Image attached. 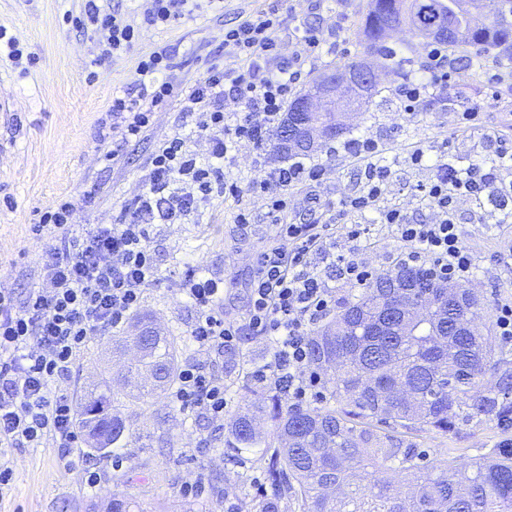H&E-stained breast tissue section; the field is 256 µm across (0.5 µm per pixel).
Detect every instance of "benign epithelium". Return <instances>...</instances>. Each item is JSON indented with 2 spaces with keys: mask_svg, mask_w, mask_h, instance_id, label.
<instances>
[{
  "mask_svg": "<svg viewBox=\"0 0 512 512\" xmlns=\"http://www.w3.org/2000/svg\"><path fill=\"white\" fill-rule=\"evenodd\" d=\"M378 73L369 63L357 68L339 70L323 80L318 88L301 95L298 104L292 109L285 123L284 132L277 139L275 151L279 156L288 154V150L297 146L315 149L322 139L331 133L324 125L304 118V114L341 112L342 123L349 124L355 100L345 95V88L350 86L357 93L365 96L376 89Z\"/></svg>",
  "mask_w": 512,
  "mask_h": 512,
  "instance_id": "benign-epithelium-1",
  "label": "benign epithelium"
}]
</instances>
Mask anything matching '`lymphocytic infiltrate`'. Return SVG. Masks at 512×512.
Instances as JSON below:
<instances>
[{
	"instance_id": "obj_1",
	"label": "lymphocytic infiltrate",
	"mask_w": 512,
	"mask_h": 512,
	"mask_svg": "<svg viewBox=\"0 0 512 512\" xmlns=\"http://www.w3.org/2000/svg\"><path fill=\"white\" fill-rule=\"evenodd\" d=\"M199 0H141L139 22L128 21L111 0H83L78 26L100 37L99 58L110 61L129 52L140 27H175L188 19ZM283 0L225 28V49L238 61L227 71L206 59L201 75L179 90L165 78L180 69L174 50L162 47L141 58L121 94L100 120L113 139L137 142L153 123L158 107L178 102L189 130L177 129L159 142L152 154L148 182L125 203L112 223L82 225L83 212L95 205L100 189L91 186L80 197L64 196L38 210L37 235L57 234L56 244L42 257L38 283L24 295L0 289V498L12 488L9 455L15 448L52 445L63 461H70L79 439L76 417L68 396L58 390L69 379L88 343L102 332L122 327L139 309L146 288L157 280L154 225L174 224L198 211L215 195L234 199L244 193L260 197L275 228V240L258 254L249 279L246 325L224 310V281L197 269H188L180 291L197 311L191 334L199 358L178 371L173 401L220 422L227 406L224 377L214 366L239 348L242 327L266 339L267 359L253 366L255 384L284 394L300 404L323 396V382L308 365V336L336 306L340 287L360 288L370 274L357 259L333 251L327 224H288L291 190L319 180L321 165L295 160L275 178L255 173L248 186L224 174V163L238 144L268 143L282 123L288 98L308 76L306 67L325 46L319 26L300 28L302 54L283 57L288 28ZM456 70L442 43L432 44L416 75L396 88L399 109L419 111L435 88L445 87ZM206 137L209 149L199 156L190 147L192 136ZM345 153L358 165L361 191L339 202L340 213L379 211L380 221L402 241L400 265L424 270L434 281L454 283L469 279L477 267L473 251L464 243L456 222L460 198L491 200L498 209L512 207V196L495 191L498 167L512 165V143L499 142L497 163L458 169L440 165L435 178L419 186L424 200L435 209L431 224L412 223L399 207L379 209L378 203L392 171L384 164L383 145L369 136L345 142ZM335 268V278L324 277L318 261Z\"/></svg>"
}]
</instances>
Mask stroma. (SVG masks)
I'll use <instances>...</instances> for the list:
<instances>
[{
    "mask_svg": "<svg viewBox=\"0 0 512 512\" xmlns=\"http://www.w3.org/2000/svg\"><path fill=\"white\" fill-rule=\"evenodd\" d=\"M369 0H288V24L310 20L323 27H340L338 46L324 50L315 75L336 70L366 58L367 46L359 35ZM264 0H224L223 13L205 11L184 26L173 29L147 28L131 52L116 62L98 63L99 50L92 33L72 22L79 15L81 0H0V28L16 38L23 50L21 63L0 55V288L27 291L37 283V266L53 241L33 232L38 209L62 195L78 196L85 185L98 184L101 196L86 211L87 224L111 223L131 197L142 191L148 162L157 141L175 130L180 122L177 103L159 108L154 125L139 143L125 147L112 165L98 161L99 123L130 75L136 59L168 45L174 47L184 68L173 71V83L184 84L202 72L200 59L215 53L225 69H233L232 54L219 52L226 24L263 7ZM98 71L96 82H88L90 71ZM397 72L383 69L379 92L349 125V137L367 135L386 146L384 160L392 170L391 183L382 207H400L415 222H433L435 213L417 196L418 185L428 183L439 164L455 159L458 167L472 162L493 166L498 140L512 141V84H502L490 94L474 68L455 73L447 91L422 106L419 112H399L393 89ZM479 106L481 124L466 131L456 125V107ZM423 149L421 164H413L410 153ZM311 161L322 165L320 183L295 193L289 221L308 222L307 196L319 198L322 222L364 224L368 233L359 246L344 235H336L337 251L350 253L371 274L396 271V259L404 246L377 214L348 213L337 216L338 203L361 187L360 177L344 152L318 148ZM271 147L239 145L225 172L240 185H247L257 170L283 167ZM254 213L251 224L237 223L240 206ZM458 223L464 243L477 255L479 265L469 283L484 299L489 312L500 301L512 297V271L494 262L496 252L512 248V219H504L489 202L461 198ZM275 231L255 195L241 199L215 197L180 224H160L153 229L158 280L146 288L140 314L153 316L161 327L179 336L186 358L198 354L190 334L195 308L179 291L187 264L200 263L212 275L222 277L226 293L224 307L232 318L245 317L249 273L256 255L271 244ZM112 333L94 338L87 346L71 381L63 391L77 399L88 377L98 367L115 371ZM267 342L242 331L240 350L224 357V386L228 405L225 418H232L241 405L251 365L265 360ZM134 430L126 448L118 454L96 452L101 476L97 486H88L81 460L64 463L56 449L16 448L10 455L14 487L0 499V512H91L106 506L111 494L131 501L133 512H248L253 499L266 489L265 466L253 451L235 456L224 446L225 427L198 414L179 410L170 398L150 405L129 407ZM168 436L171 447L159 444ZM394 438L406 439L426 456L451 448L457 456L472 458L493 447L502 438L491 424H469L442 434H406L398 429Z\"/></svg>",
    "mask_w": 512,
    "mask_h": 512,
    "instance_id": "obj_1",
    "label": "stroma"
}]
</instances>
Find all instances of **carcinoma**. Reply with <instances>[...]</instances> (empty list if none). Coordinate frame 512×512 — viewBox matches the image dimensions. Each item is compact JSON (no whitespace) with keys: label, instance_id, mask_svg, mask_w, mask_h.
Instances as JSON below:
<instances>
[{"label":"carcinoma","instance_id":"cac0c4a2","mask_svg":"<svg viewBox=\"0 0 512 512\" xmlns=\"http://www.w3.org/2000/svg\"><path fill=\"white\" fill-rule=\"evenodd\" d=\"M503 0H373L362 23L370 52L392 61L385 24L390 16L420 30L448 15L446 44L479 52L512 54V20ZM397 273L406 287L390 288V275L369 282L340 303L326 325L309 336V362L331 376L321 405L288 408L279 395L245 390L243 407L228 425L225 447L261 448L270 456L271 497L254 512H512V439H503L479 458L464 460L446 451L429 463L413 445L379 433L378 424L446 434L461 424L492 423L512 430V353L497 342L490 323L469 325L465 289L447 290L416 270ZM433 307L439 323L421 320L408 335L395 333L391 318ZM143 351L117 377L105 375L84 387L78 424L102 446L121 448L130 419L126 402L148 404L177 380L181 349L141 316ZM494 383L487 384L486 376ZM271 422L272 434L255 422Z\"/></svg>","mask_w":512,"mask_h":512}]
</instances>
